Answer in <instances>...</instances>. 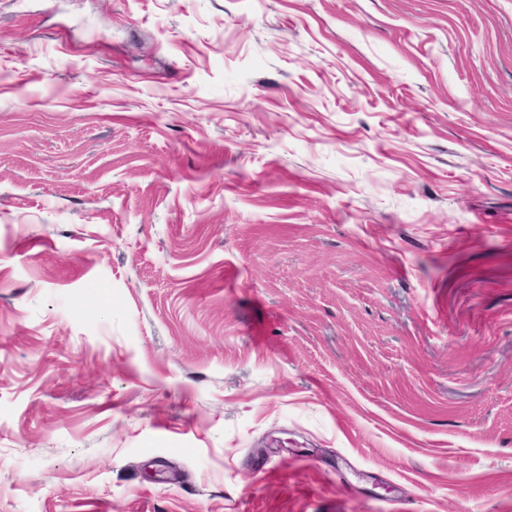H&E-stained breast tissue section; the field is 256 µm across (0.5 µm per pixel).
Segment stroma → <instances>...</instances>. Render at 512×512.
<instances>
[{"instance_id":"stroma-1","label":"stroma","mask_w":512,"mask_h":512,"mask_svg":"<svg viewBox=\"0 0 512 512\" xmlns=\"http://www.w3.org/2000/svg\"><path fill=\"white\" fill-rule=\"evenodd\" d=\"M0 512H512V0H0Z\"/></svg>"}]
</instances>
